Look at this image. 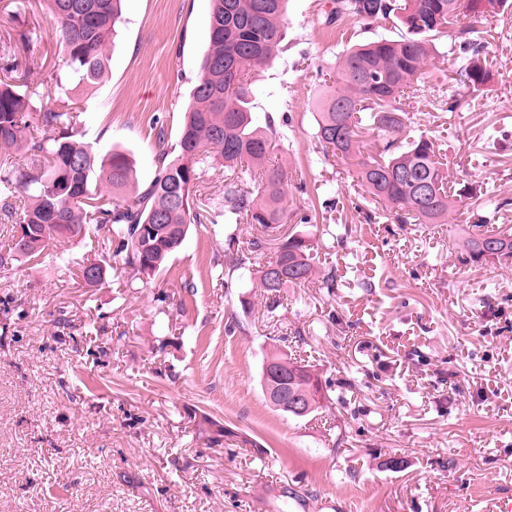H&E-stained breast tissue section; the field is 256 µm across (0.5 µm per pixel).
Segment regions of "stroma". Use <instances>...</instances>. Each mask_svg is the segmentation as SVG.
<instances>
[{
  "label": "stroma",
  "mask_w": 512,
  "mask_h": 512,
  "mask_svg": "<svg viewBox=\"0 0 512 512\" xmlns=\"http://www.w3.org/2000/svg\"><path fill=\"white\" fill-rule=\"evenodd\" d=\"M333 0H288L284 49L255 75L250 110L288 166V222L310 232L314 282L262 298L224 251L227 227L191 225L166 273L130 282L100 237L0 268V512H487L512 496V263L472 265V225L512 232V7L486 17L494 78L455 81L458 52L404 96L407 133L433 137L474 191L445 224L370 221L354 160L320 152L314 102L358 42L389 21L326 24ZM210 0H126L106 77L78 93L79 132L100 154L156 173L175 144L208 48ZM38 0H0V50L37 28L19 70L52 87L61 55ZM106 270L86 287L77 260ZM313 365L327 387L304 418L275 411L267 355Z\"/></svg>",
  "instance_id": "stroma-1"
}]
</instances>
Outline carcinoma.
Returning <instances> with one entry per match:
<instances>
[{
	"label": "carcinoma",
	"mask_w": 512,
	"mask_h": 512,
	"mask_svg": "<svg viewBox=\"0 0 512 512\" xmlns=\"http://www.w3.org/2000/svg\"><path fill=\"white\" fill-rule=\"evenodd\" d=\"M57 20L54 38L75 86L57 82L62 104L76 88L100 83L106 74L108 47L123 23L125 0H41ZM288 0H211L208 49L191 93L175 147L156 155V174L137 186L135 161L122 151L104 156L79 137V115L35 106L44 96L26 75H17L15 59L0 57V196L13 213L11 198L25 196L18 224L32 232L11 235L8 253L40 260L49 245L103 234L113 256L138 279L164 272L182 247L190 225H257L265 235L288 223V170L270 162L273 127L254 122L249 108L247 72L273 63L287 24ZM332 13L370 25L392 21L404 33L347 49L336 64V88L318 99L316 139L324 153L356 159V176L382 214L398 224H446L448 215L470 195L469 184L451 181L428 136H403L409 114L401 107L406 91L426 83L427 67L438 53L435 41L451 39L463 50L457 80L473 92L487 86L482 59L485 45L476 24L486 13H448V0H336ZM378 132L383 148L363 153L360 129ZM219 162L224 193L197 197V184ZM255 171L254 187L242 177ZM426 182L422 197L418 183ZM462 253L472 264L512 259V234L474 225ZM225 251L242 267L262 250L256 238L241 246L225 236ZM316 257L308 234L290 233L260 269L259 288L267 296L301 288L316 277ZM288 372V392L326 399L311 365L272 354Z\"/></svg>",
	"instance_id": "cac0c4a2"
}]
</instances>
